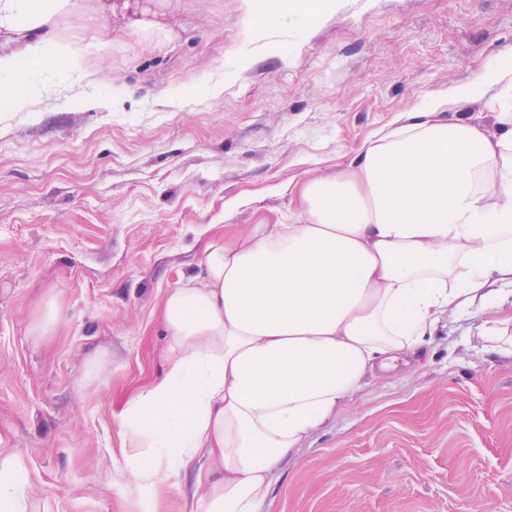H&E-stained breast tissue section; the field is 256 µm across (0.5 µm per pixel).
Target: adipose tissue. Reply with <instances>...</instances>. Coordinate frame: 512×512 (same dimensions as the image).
Masks as SVG:
<instances>
[{"label": "adipose tissue", "instance_id": "ef3b65f1", "mask_svg": "<svg viewBox=\"0 0 512 512\" xmlns=\"http://www.w3.org/2000/svg\"><path fill=\"white\" fill-rule=\"evenodd\" d=\"M71 0H0V100L31 106L36 74H66ZM485 103L499 128L449 106ZM286 224L207 239L167 289L157 378L115 421L127 491H173L192 512H261L277 470L368 379L423 347L443 316L512 287V49L426 96L328 177L292 190ZM28 470L0 452V512H28Z\"/></svg>", "mask_w": 512, "mask_h": 512}]
</instances>
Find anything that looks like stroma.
Segmentation results:
<instances>
[{
    "mask_svg": "<svg viewBox=\"0 0 512 512\" xmlns=\"http://www.w3.org/2000/svg\"><path fill=\"white\" fill-rule=\"evenodd\" d=\"M274 7L73 0L56 35L79 68L45 76L50 106H0V450L26 459L29 512H191L126 495L114 421L158 372L164 292L209 236L287 222L290 185L512 47V0H338L308 33L287 19L254 39ZM140 12L169 38L134 32ZM490 328L512 336L511 295L442 320L417 361L356 393L262 512H512V355ZM60 305L58 296L52 295L43 300L37 310L35 329L40 337L52 336L60 324Z\"/></svg>",
    "mask_w": 512,
    "mask_h": 512,
    "instance_id": "obj_1",
    "label": "stroma"
}]
</instances>
